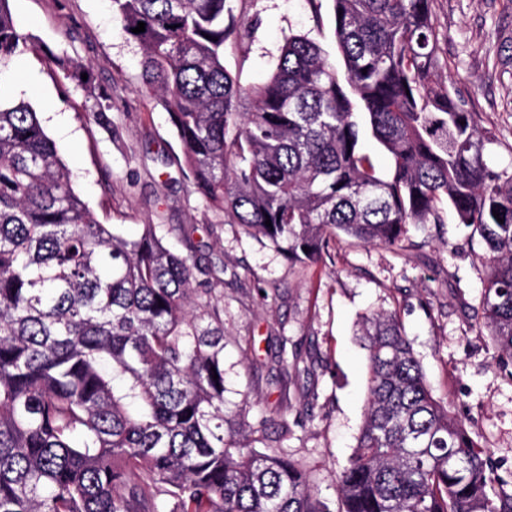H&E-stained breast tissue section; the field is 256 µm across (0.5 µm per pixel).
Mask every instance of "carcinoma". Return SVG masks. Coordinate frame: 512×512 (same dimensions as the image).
Segmentation results:
<instances>
[{
  "label": "carcinoma",
  "instance_id": "1",
  "mask_svg": "<svg viewBox=\"0 0 512 512\" xmlns=\"http://www.w3.org/2000/svg\"><path fill=\"white\" fill-rule=\"evenodd\" d=\"M9 2L0 75L37 47ZM111 2L141 52L140 92L213 209L317 264L341 235L394 247L449 207L484 246L480 328L512 358V175L487 163L495 135L439 77L433 0H331L344 77L290 34L248 87L224 66L249 33L228 0ZM363 123L392 156L385 176L360 150ZM211 276L153 224L128 238L100 223L38 113L0 83V512H332L291 458L253 449L267 425L226 407ZM359 336L367 397L338 512H512L396 314L362 316Z\"/></svg>",
  "mask_w": 512,
  "mask_h": 512
}]
</instances>
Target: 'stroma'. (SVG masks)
<instances>
[{
	"instance_id": "obj_1",
	"label": "stroma",
	"mask_w": 512,
	"mask_h": 512,
	"mask_svg": "<svg viewBox=\"0 0 512 512\" xmlns=\"http://www.w3.org/2000/svg\"><path fill=\"white\" fill-rule=\"evenodd\" d=\"M230 5L251 26L247 39L224 49L225 67L244 85L268 78L285 36L315 28L310 0ZM10 8L42 47L0 79L36 112L57 105L69 132L45 130L101 223L130 237L155 225L174 250L210 261L224 307L225 399L247 403L253 425L287 420L280 450L310 471L323 501L337 507L362 424L358 321L379 311L396 313L432 394L493 449L496 476L512 490V361L499 358L478 325L486 269L471 228L448 209L442 224L410 227L400 247L340 237L324 264L291 262L228 223L183 178L169 116L139 93L140 50L110 0H10ZM433 13L448 88L494 133L491 166L512 175V0H434ZM62 55L89 68L92 83L65 80ZM95 96L108 98L109 109L90 112ZM297 352L312 355L308 371L291 369Z\"/></svg>"
}]
</instances>
